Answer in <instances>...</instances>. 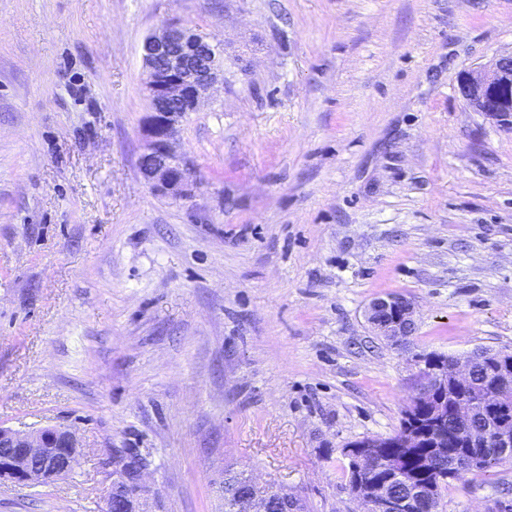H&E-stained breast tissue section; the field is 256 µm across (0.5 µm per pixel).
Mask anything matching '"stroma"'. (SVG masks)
Here are the masks:
<instances>
[{
    "label": "stroma",
    "instance_id": "1",
    "mask_svg": "<svg viewBox=\"0 0 512 512\" xmlns=\"http://www.w3.org/2000/svg\"><path fill=\"white\" fill-rule=\"evenodd\" d=\"M180 20L224 83L178 133L198 187L136 166L140 46ZM512 54V0H0V424L75 429L76 469L0 512H224V471L361 512L343 446L399 426L415 354L512 350V128L465 69ZM404 295L407 349L365 309ZM512 502V463L439 512ZM127 459L120 461L114 471L112 488L104 498L106 512H137L135 502L142 487L143 465H135L134 474H127L129 463Z\"/></svg>",
    "mask_w": 512,
    "mask_h": 512
}]
</instances>
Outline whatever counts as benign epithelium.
Returning <instances> with one entry per match:
<instances>
[{"label":"benign epithelium","mask_w":512,"mask_h":512,"mask_svg":"<svg viewBox=\"0 0 512 512\" xmlns=\"http://www.w3.org/2000/svg\"><path fill=\"white\" fill-rule=\"evenodd\" d=\"M145 68V90L148 110L143 121V144L136 165L149 190L174 200L194 197L197 181L190 163L178 155L175 141L185 117L199 110L207 93L224 82L221 51L213 40L193 31L178 21L164 23L148 35L141 45ZM460 91L474 112L502 126L512 128V54L493 58L486 65L464 71L459 79ZM365 318L378 336L386 337L399 347L415 332L416 311L413 303L401 294H385L371 300ZM485 357L500 363L489 373L485 383L469 387L475 365L482 362L477 351L453 358L452 368L431 370L419 365L418 385L403 413L424 410L432 424L440 426L453 412L468 418L482 409L489 413L512 410V353L483 349ZM464 449L448 453L444 437L431 444L433 452L448 459V473L457 476L475 468L482 452L479 444L492 439L497 453L512 457V418L488 419L481 434H465ZM422 439L421 431L404 426L397 433L369 436L342 449L352 479V494L366 512H416L422 501L430 512H436V495L420 488L401 497L392 492L391 483L402 475L393 456L383 459L389 471L385 480L362 485L359 472L367 457L377 455L380 448H415ZM0 480L23 486L52 483L72 473L79 463L81 442L77 433L64 426L47 425L36 430H19L0 425ZM128 462H119L114 471L112 488L104 498L105 512H136L135 502L142 487L143 466L137 465L133 475L127 474ZM251 492L239 500L240 512H265L267 498L274 490L250 481Z\"/></svg>","instance_id":"7a95c632"}]
</instances>
